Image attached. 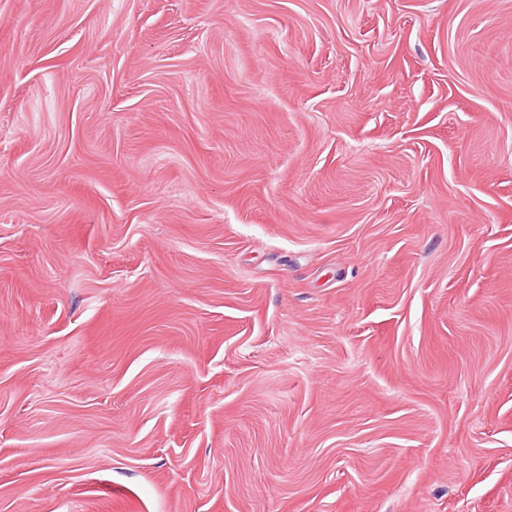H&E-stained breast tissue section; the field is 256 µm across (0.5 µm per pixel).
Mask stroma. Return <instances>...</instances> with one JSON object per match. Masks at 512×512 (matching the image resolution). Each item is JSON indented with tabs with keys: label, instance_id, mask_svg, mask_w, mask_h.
Here are the masks:
<instances>
[{
	"label": "stroma",
	"instance_id": "35a3bbf8",
	"mask_svg": "<svg viewBox=\"0 0 512 512\" xmlns=\"http://www.w3.org/2000/svg\"><path fill=\"white\" fill-rule=\"evenodd\" d=\"M0 512H512V0H0Z\"/></svg>",
	"mask_w": 512,
	"mask_h": 512
}]
</instances>
